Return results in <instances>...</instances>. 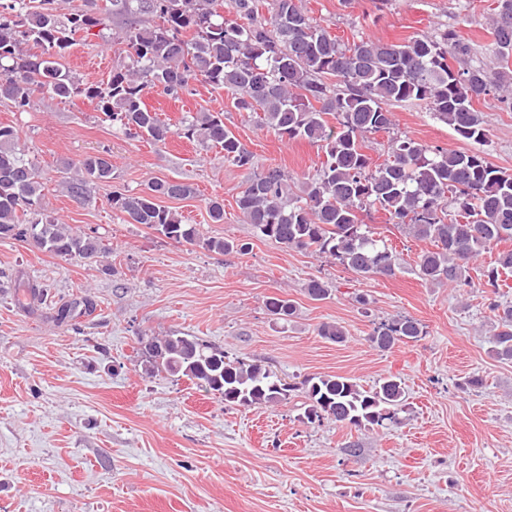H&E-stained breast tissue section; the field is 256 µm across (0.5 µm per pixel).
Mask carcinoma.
Wrapping results in <instances>:
<instances>
[{
	"label": "carcinoma",
	"instance_id": "cac0c4a2",
	"mask_svg": "<svg viewBox=\"0 0 512 512\" xmlns=\"http://www.w3.org/2000/svg\"><path fill=\"white\" fill-rule=\"evenodd\" d=\"M59 0H0V102L17 112L36 100L84 97L112 126L135 129L155 144L174 134L203 150L218 148L224 160L248 170L236 197L245 223L285 249L313 251L338 260L360 276L395 275L397 255L387 241L363 223L362 213L382 211L432 248L418 255L425 281L468 284L472 261L512 240V173L493 166L479 152L422 144L407 136L391 139L387 158L378 163L368 135L393 126L390 106L422 102L432 116L463 140L487 138L474 104L488 96L512 108V72L473 64V47L453 29L434 37L415 35L400 43L360 37L339 42L303 9L301 0H83L60 13ZM122 20L112 41L122 45L107 82L88 83L66 69L61 59L75 36L104 31ZM494 52L512 56V0H496L491 17ZM205 83L231 94L233 106L280 138L301 139L324 150L316 174L300 190L279 167L254 170L253 154L224 125L220 112H197L177 128L147 108L154 90L171 99ZM333 116L332 124L328 116ZM59 187L78 204L90 201L99 185L112 181L105 153L63 160ZM45 173L20 147L19 130L0 123V241H30L40 250L75 262H93L110 253L96 236L75 231L47 213ZM195 189L182 182L150 181L139 193L113 192L112 209L132 223L155 229L177 243L218 254L243 250L233 241L201 239L161 200L185 199ZM454 217L448 218V205ZM512 273V250L498 253L484 271L496 288ZM304 291L313 300L330 295L328 283L311 279ZM268 314L288 322L296 314L290 299L264 301ZM95 309L93 299L64 302L52 318L70 322L77 312ZM495 326L490 355L512 362V305H493ZM319 335L342 343L344 327L319 326ZM423 335L410 317L374 327L368 341L388 351ZM137 355L150 376H183L219 396L226 406H267L288 399L294 387L259 363L229 357L197 336L141 337ZM304 417L329 419L354 428L397 421L406 406L403 383L387 376L365 389L343 375L308 377L301 382Z\"/></svg>",
	"mask_w": 512,
	"mask_h": 512
}]
</instances>
